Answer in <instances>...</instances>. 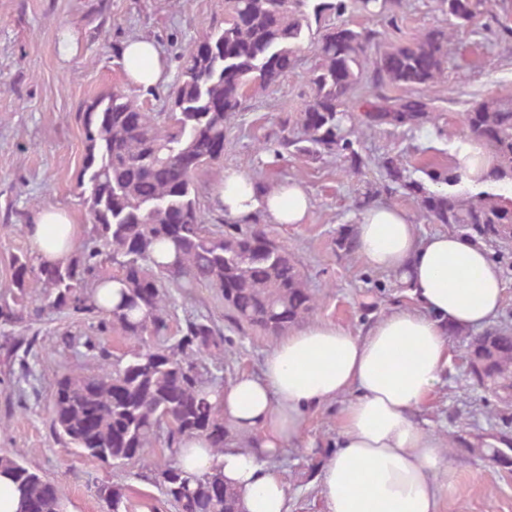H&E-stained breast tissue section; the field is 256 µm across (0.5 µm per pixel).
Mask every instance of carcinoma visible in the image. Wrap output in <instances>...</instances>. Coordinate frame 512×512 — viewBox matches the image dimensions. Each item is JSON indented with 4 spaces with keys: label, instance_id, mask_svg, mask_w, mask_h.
<instances>
[{
    "label": "carcinoma",
    "instance_id": "1",
    "mask_svg": "<svg viewBox=\"0 0 512 512\" xmlns=\"http://www.w3.org/2000/svg\"><path fill=\"white\" fill-rule=\"evenodd\" d=\"M441 13L465 27L484 14L486 0H437ZM389 0H224V27L203 38L205 46L180 56L179 73L169 95V111L149 112L120 90L102 95L78 113L84 133V160L78 178L93 230L80 250L64 264L33 267L26 255L16 257L12 303L0 306V319L12 322L27 308L30 281L36 279L50 305L85 317L112 320L138 346L112 359L94 377L63 376L57 383L52 425L65 444L92 461L123 467L142 460L157 428L167 429V447L186 436L207 434L216 452L233 445L212 391L201 385L197 367L180 348L205 352L218 346L217 330L192 322L178 347L158 349L148 339L167 327L168 286L212 288L224 299L240 326L283 336L302 325L315 308L291 254L256 224H235L213 231L201 214L193 177L219 162L226 132L249 93L279 81L294 62L315 20L327 12L377 15ZM374 37L343 23L319 34V63L311 70V101L300 114L303 138L283 137L275 154L342 156L357 171L361 161L354 145L364 127L416 128L429 119L428 103L414 96L391 98L389 86L418 89L444 71L448 42L442 31L413 44L379 52L373 61L375 98L370 112L350 102ZM468 135L485 142L497 159L500 180L512 181V112L486 100L466 114ZM388 176L397 187L421 198L424 217L448 224L475 241L512 239V209L502 195L490 192L440 193L406 175L401 163L389 161ZM435 183L458 179L433 164L419 168ZM336 249L355 251V234L342 229ZM115 267L112 282L118 300L98 304L102 270ZM451 334L465 347L468 375L474 384L491 387L512 403V333L488 330L478 335ZM488 448L479 438L466 449L472 456L503 467L512 465V444ZM9 476L21 496V512H65L56 488L19 460L0 456V474ZM162 493L179 512H239L238 495L214 470L188 473L172 460L158 473ZM100 501L119 512L122 489L109 482L95 485Z\"/></svg>",
    "mask_w": 512,
    "mask_h": 512
}]
</instances>
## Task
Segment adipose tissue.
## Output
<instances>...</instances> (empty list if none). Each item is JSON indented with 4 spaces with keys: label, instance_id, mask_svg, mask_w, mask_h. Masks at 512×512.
<instances>
[{
    "label": "adipose tissue",
    "instance_id": "obj_1",
    "mask_svg": "<svg viewBox=\"0 0 512 512\" xmlns=\"http://www.w3.org/2000/svg\"><path fill=\"white\" fill-rule=\"evenodd\" d=\"M129 81L144 87L166 79L158 44L127 40ZM457 190L499 192L497 161L484 143L457 139L450 152ZM227 220L304 223L311 208L295 181L266 189L251 173L228 169L216 188ZM81 233L65 211H36L25 228L41 263L66 261ZM356 252L368 267L394 273L411 302L378 319L366 333L331 322L296 328L267 353L260 374H240L216 398L225 423L251 435L249 448L214 453L202 436L183 439L175 462L190 473L219 466L240 498L241 512H288V485L275 460L305 438L309 410L341 400L339 447L320 472L325 512H440L454 470L446 443L418 416L431 403L451 361L449 330H478L500 313L504 281L484 245L437 232L419 236L405 211L379 202L355 224Z\"/></svg>",
    "mask_w": 512,
    "mask_h": 512
}]
</instances>
